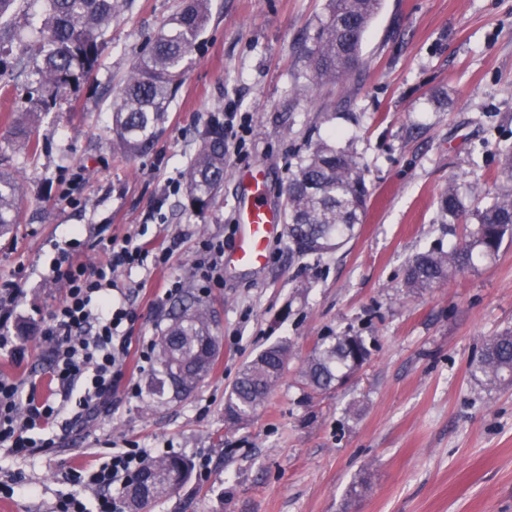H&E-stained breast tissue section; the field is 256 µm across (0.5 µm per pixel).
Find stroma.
<instances>
[{
  "mask_svg": "<svg viewBox=\"0 0 512 512\" xmlns=\"http://www.w3.org/2000/svg\"><path fill=\"white\" fill-rule=\"evenodd\" d=\"M182 2L113 0L95 71L39 116L36 153L19 151L12 136L29 108L30 78L15 72L0 94V166L23 183L21 222L0 237V284L23 290L9 329L28 349L21 363L0 351V373L36 380L37 397L50 395L36 321L63 297L49 263L68 240L80 241L90 263L101 259L103 237L140 232L172 245L166 265L118 278L139 314L136 344L164 326L170 280L199 291L200 242L236 236L240 168L264 172L279 209L296 155L335 140L364 164L365 220L354 239L318 258L298 257L282 234L263 267L223 262L224 285L206 296L222 339L211 374L188 397L154 407L116 389L111 410L63 431L59 447L0 450V479L25 482L8 505L53 512L74 490L69 469L98 465L133 439L209 462L208 478L192 474L149 512H512V386L485 388L470 371L489 336L512 330V243L444 285L404 288L415 254L465 233L440 221L448 183L476 180L493 191L505 181L512 0H383L360 66L328 83L303 59L326 0H212L162 133L144 155H117L118 92ZM230 112L250 120L247 153L238 157L226 138L224 185L199 216L186 190L164 189L183 179L210 116ZM346 331L366 339L367 364L337 390L310 392L299 381L303 359ZM283 339L292 355L266 406L227 425L224 398L243 364Z\"/></svg>",
  "mask_w": 512,
  "mask_h": 512,
  "instance_id": "stroma-1",
  "label": "stroma"
}]
</instances>
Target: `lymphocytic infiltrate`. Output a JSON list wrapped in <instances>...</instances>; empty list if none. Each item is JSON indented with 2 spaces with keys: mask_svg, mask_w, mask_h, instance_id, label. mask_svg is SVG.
<instances>
[{
  "mask_svg": "<svg viewBox=\"0 0 512 512\" xmlns=\"http://www.w3.org/2000/svg\"><path fill=\"white\" fill-rule=\"evenodd\" d=\"M100 249L103 260L90 264L73 242L50 264L53 280L65 290L63 299L39 322V333L48 344L54 398H37L23 382L0 374V447L13 455L55 447L51 429L108 407L118 386H125L128 397L141 395L140 385L127 376L128 363L134 357L139 368L151 366L154 344L146 340L133 348L130 330L139 314L113 293L119 272L149 260L157 266L167 264L172 248L136 234L101 239ZM148 459L147 449L128 440L98 467L71 469V484L99 489L96 506L88 508L68 494L59 499L55 512H122L125 483Z\"/></svg>",
  "mask_w": 512,
  "mask_h": 512,
  "instance_id": "1",
  "label": "lymphocytic infiltrate"
}]
</instances>
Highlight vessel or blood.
Segmentation results:
<instances>
[{
    "instance_id": "b4317fda",
    "label": "vessel or blood",
    "mask_w": 512,
    "mask_h": 512,
    "mask_svg": "<svg viewBox=\"0 0 512 512\" xmlns=\"http://www.w3.org/2000/svg\"><path fill=\"white\" fill-rule=\"evenodd\" d=\"M240 179L243 190L235 204L240 228L231 260L242 268H258L268 261L269 245L280 233L281 215L267 201L261 171L242 172Z\"/></svg>"
}]
</instances>
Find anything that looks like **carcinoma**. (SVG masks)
Instances as JSON below:
<instances>
[{
	"instance_id": "obj_1",
	"label": "carcinoma",
	"mask_w": 512,
	"mask_h": 512,
	"mask_svg": "<svg viewBox=\"0 0 512 512\" xmlns=\"http://www.w3.org/2000/svg\"><path fill=\"white\" fill-rule=\"evenodd\" d=\"M381 0H326V14L312 43L305 49L306 68L317 80H336L359 63L363 36ZM210 0H186L170 26L151 40L125 81L120 103L113 109L112 147L135 157L154 143L167 119L168 107L192 64L194 44L206 27ZM112 23V0H46L43 38L31 47L35 83L50 92L37 99L17 120L13 135L24 149L37 146L36 115L93 71L106 45ZM224 122L210 117L201 145L187 172L188 196L202 214L224 185ZM506 184L490 193L477 182L448 183L438 201L444 224H470L458 243L434 245L416 254L405 271V288L417 293L442 285L458 272L474 266V258H494L506 236H512V149L502 152ZM20 179L0 169V235L19 223ZM369 189L364 166L355 152L320 141L298 157L286 188L285 231L289 248L301 257L322 256L340 249L363 222ZM481 198L474 210L466 199ZM215 311L192 293L168 313V322L154 338L157 370L148 383L155 402L167 395L185 397L209 375L219 348ZM289 344L282 340L247 362L224 400V417L240 424L264 406L288 367ZM370 356L363 337L343 334L325 337L300 368L302 383L325 392L342 386L361 370ZM472 370L487 388L512 385V331L488 338ZM191 476L190 463L177 456L148 461L126 483L131 512H145L156 500L181 488Z\"/></svg>"
}]
</instances>
